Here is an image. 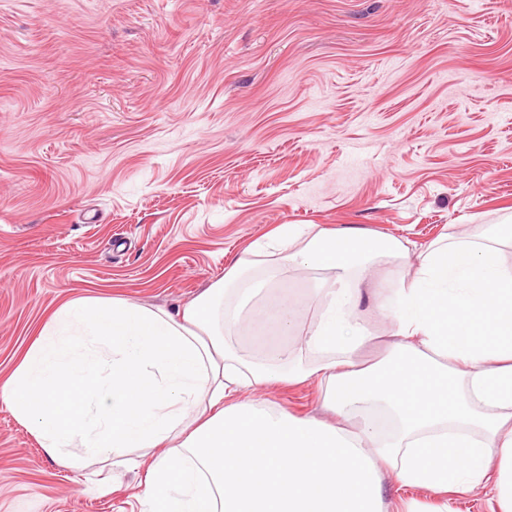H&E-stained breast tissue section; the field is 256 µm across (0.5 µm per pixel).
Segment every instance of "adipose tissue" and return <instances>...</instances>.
Instances as JSON below:
<instances>
[{"mask_svg": "<svg viewBox=\"0 0 512 512\" xmlns=\"http://www.w3.org/2000/svg\"><path fill=\"white\" fill-rule=\"evenodd\" d=\"M512 217L431 243L416 266L391 237L283 224L247 258L169 311L81 297L45 317L4 389L44 452L64 467L143 468L144 512H385L383 482L441 497L492 484L512 512ZM387 263L371 310L397 353L360 367L371 339L361 285ZM333 271L314 321L299 320L282 281ZM245 331L247 360L227 342ZM318 381L335 421L235 402L272 382ZM157 449L148 460L137 450Z\"/></svg>", "mask_w": 512, "mask_h": 512, "instance_id": "adipose-tissue-1", "label": "adipose tissue"}]
</instances>
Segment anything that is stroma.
Wrapping results in <instances>:
<instances>
[{
    "label": "stroma",
    "mask_w": 512,
    "mask_h": 512,
    "mask_svg": "<svg viewBox=\"0 0 512 512\" xmlns=\"http://www.w3.org/2000/svg\"><path fill=\"white\" fill-rule=\"evenodd\" d=\"M511 214L512 0H0V386L62 301L176 309L279 225L421 250ZM141 479L0 399V512H141Z\"/></svg>",
    "instance_id": "1"
}]
</instances>
